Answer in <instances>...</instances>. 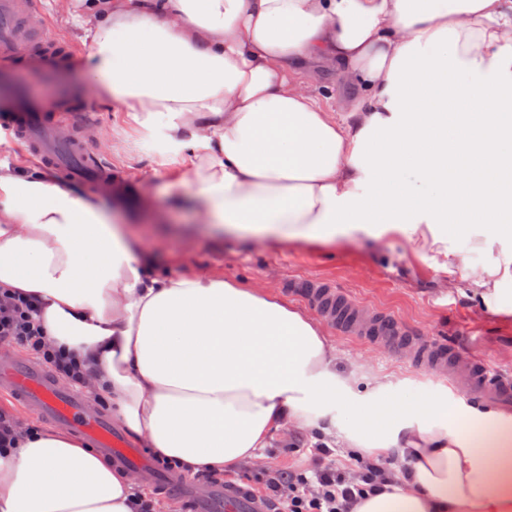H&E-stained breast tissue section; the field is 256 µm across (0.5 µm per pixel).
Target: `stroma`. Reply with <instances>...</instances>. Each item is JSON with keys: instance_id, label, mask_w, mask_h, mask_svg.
Masks as SVG:
<instances>
[{"instance_id": "obj_1", "label": "stroma", "mask_w": 512, "mask_h": 512, "mask_svg": "<svg viewBox=\"0 0 512 512\" xmlns=\"http://www.w3.org/2000/svg\"><path fill=\"white\" fill-rule=\"evenodd\" d=\"M54 4L53 19L74 49L72 64L59 73L56 83L47 84L18 71L11 79L24 89L29 102L49 106L56 90L79 96L85 83L84 46L69 18ZM113 167L122 169L136 192L125 199L111 198L102 206L115 223L128 225L142 242L159 270L174 273L218 272L253 286L282 283L292 275L321 276L364 305L387 311L425 340L445 343L512 369V315L482 310L465 289L454 288L460 280L457 268H444L439 254L418 257L401 237L359 236L340 239L329 246L288 243L269 248L249 238L228 240L210 233L186 209L175 210L162 191L164 180L156 171L153 155L133 148L114 154ZM336 347L341 371L359 385L384 381L393 391H419L434 396H451L447 384L414 372L389 349L365 341L342 337L328 329ZM314 442L310 435L282 431L274 434L261 461L243 466L234 482L262 490L271 469L313 468Z\"/></svg>"}]
</instances>
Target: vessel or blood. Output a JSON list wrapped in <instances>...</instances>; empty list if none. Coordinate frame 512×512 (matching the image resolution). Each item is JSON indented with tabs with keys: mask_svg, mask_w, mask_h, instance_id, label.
<instances>
[{
	"mask_svg": "<svg viewBox=\"0 0 512 512\" xmlns=\"http://www.w3.org/2000/svg\"><path fill=\"white\" fill-rule=\"evenodd\" d=\"M72 51L61 31L48 20L44 0H0V65L37 73L60 70ZM60 98L50 108H18L0 117V126L24 143L30 155L56 175L60 185L79 184L109 195L126 193L125 178L113 171L99 146L100 126L88 102ZM341 334L396 349L398 355L425 375L446 381L472 406L512 411V373L482 358L464 355L444 344H428L409 334L397 318L372 310L321 278L291 277L284 283ZM0 391L19 396L27 410L49 417L78 434L114 465L136 469L143 482L185 501L190 512H271L268 498L233 483L197 486L178 471L142 455L112 429L83 394L67 388L35 363L0 359Z\"/></svg>",
	"mask_w": 512,
	"mask_h": 512,
	"instance_id": "b4317fda",
	"label": "vessel or blood"
}]
</instances>
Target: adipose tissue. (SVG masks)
<instances>
[{"label": "adipose tissue", "instance_id": "obj_1", "mask_svg": "<svg viewBox=\"0 0 512 512\" xmlns=\"http://www.w3.org/2000/svg\"><path fill=\"white\" fill-rule=\"evenodd\" d=\"M86 82L174 205L278 246L395 233L512 314V0H66ZM331 66L360 101L325 111ZM486 256L471 261L472 252ZM118 423L187 471L231 473L275 431L409 463L352 512H512V417L356 389L312 313L214 273L168 274L99 202L0 163V289ZM351 409L338 422L336 403ZM131 473L59 431L0 448V512H135Z\"/></svg>", "mask_w": 512, "mask_h": 512}]
</instances>
